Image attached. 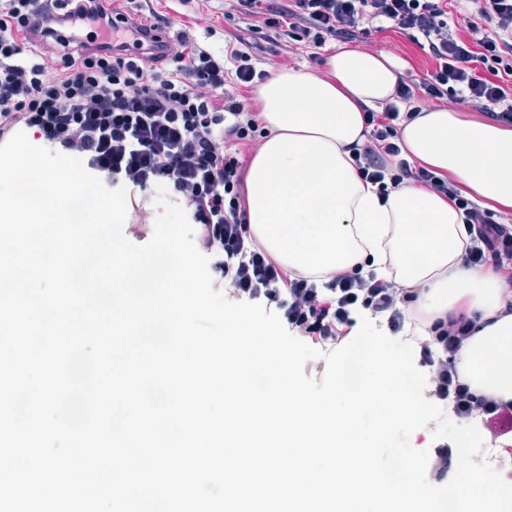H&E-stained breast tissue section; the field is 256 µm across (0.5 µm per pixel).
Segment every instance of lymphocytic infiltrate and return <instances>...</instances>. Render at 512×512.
Masks as SVG:
<instances>
[{
  "mask_svg": "<svg viewBox=\"0 0 512 512\" xmlns=\"http://www.w3.org/2000/svg\"><path fill=\"white\" fill-rule=\"evenodd\" d=\"M37 2L0 0V140L32 130L48 150L81 159L105 186H125L132 198L165 185L233 296L273 310L298 337L340 344L360 314L399 333L417 294L372 275L338 273L323 284L290 276L250 236L240 154L264 131L248 98L266 76L249 39L263 27L314 58L327 40H362L386 23L425 40L435 68L420 81H400L382 111H364L369 140L355 152L356 168L383 195L410 181L438 192L476 229L465 263L512 273V225L404 158L401 136L402 121L427 98L465 103L512 125V0H472L460 37L448 32V0H227V15L244 25L220 55L186 35L176 49L134 38L144 23L101 0H53L46 9ZM167 59L172 69L159 70ZM475 329L463 313L437 319L419 361L430 369L429 398L457 418L487 421L501 403L472 392L456 365Z\"/></svg>",
  "mask_w": 512,
  "mask_h": 512,
  "instance_id": "1",
  "label": "lymphocytic infiltrate"
}]
</instances>
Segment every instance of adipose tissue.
I'll use <instances>...</instances> for the list:
<instances>
[{
	"mask_svg": "<svg viewBox=\"0 0 512 512\" xmlns=\"http://www.w3.org/2000/svg\"><path fill=\"white\" fill-rule=\"evenodd\" d=\"M404 65L343 48L324 74L282 69L257 89L268 134L247 177L251 235L289 272L327 279L375 272L418 293L408 339L468 303L477 329L458 355L473 391L512 403V289L490 270L467 267L464 216L433 190L404 184L387 196L363 181L364 109L395 92ZM409 159L449 177L485 208L512 209V130L435 107L402 125Z\"/></svg>",
	"mask_w": 512,
	"mask_h": 512,
	"instance_id": "adipose-tissue-1",
	"label": "adipose tissue"
}]
</instances>
